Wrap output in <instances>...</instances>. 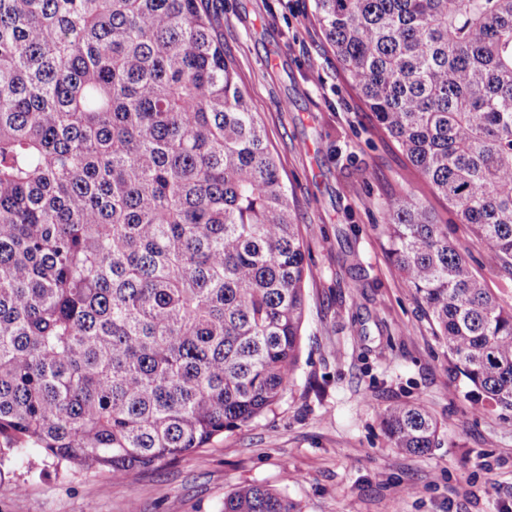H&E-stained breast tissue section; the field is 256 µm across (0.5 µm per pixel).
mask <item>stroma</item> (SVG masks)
Here are the masks:
<instances>
[{"instance_id":"35a3bbf8","label":"stroma","mask_w":512,"mask_h":512,"mask_svg":"<svg viewBox=\"0 0 512 512\" xmlns=\"http://www.w3.org/2000/svg\"><path fill=\"white\" fill-rule=\"evenodd\" d=\"M224 50L288 186L311 276L293 382L280 403L207 448L115 481L32 449L0 465V512H222L239 486L299 512H512V419L464 395L448 353L387 253L386 202L423 184L346 83L314 0H220ZM456 249L503 303L485 245L436 197ZM424 405L442 445L391 448L380 420Z\"/></svg>"}]
</instances>
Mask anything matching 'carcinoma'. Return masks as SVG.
Segmentation results:
<instances>
[{
	"mask_svg": "<svg viewBox=\"0 0 512 512\" xmlns=\"http://www.w3.org/2000/svg\"><path fill=\"white\" fill-rule=\"evenodd\" d=\"M377 126L512 279V0H315ZM211 0H0V464L36 448L114 479L272 409L309 265ZM389 254L466 394L512 414V305L423 194ZM424 454L421 404L382 416ZM223 512H297L243 485Z\"/></svg>",
	"mask_w": 512,
	"mask_h": 512,
	"instance_id": "1",
	"label": "carcinoma"
}]
</instances>
